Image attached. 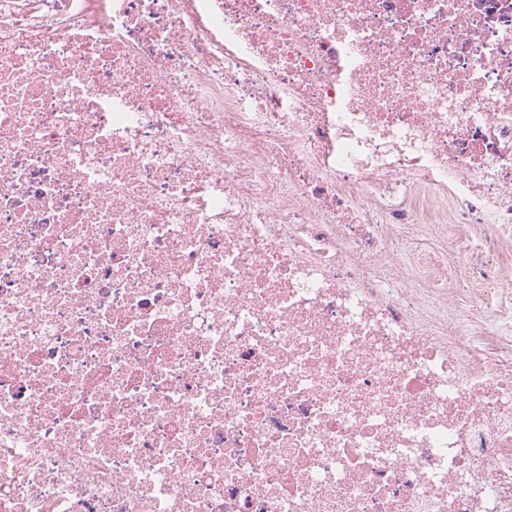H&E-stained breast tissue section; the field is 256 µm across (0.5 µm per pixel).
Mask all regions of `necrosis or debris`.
Listing matches in <instances>:
<instances>
[{
  "mask_svg": "<svg viewBox=\"0 0 512 512\" xmlns=\"http://www.w3.org/2000/svg\"><path fill=\"white\" fill-rule=\"evenodd\" d=\"M418 222L512 225V0H0V512H512Z\"/></svg>",
  "mask_w": 512,
  "mask_h": 512,
  "instance_id": "4bbe7bcc",
  "label": "necrosis or debris"
}]
</instances>
